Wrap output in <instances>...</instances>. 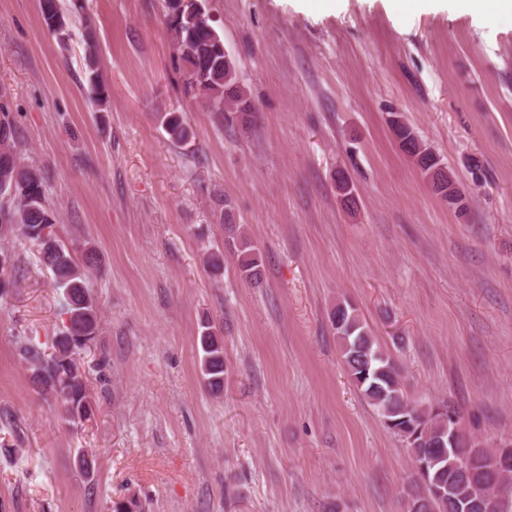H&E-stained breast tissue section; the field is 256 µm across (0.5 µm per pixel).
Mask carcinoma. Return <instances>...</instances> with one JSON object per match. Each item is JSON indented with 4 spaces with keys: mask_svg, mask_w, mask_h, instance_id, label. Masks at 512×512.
<instances>
[{
    "mask_svg": "<svg viewBox=\"0 0 512 512\" xmlns=\"http://www.w3.org/2000/svg\"><path fill=\"white\" fill-rule=\"evenodd\" d=\"M46 25L65 33L66 19L57 0H40ZM169 32L182 70L184 93L202 97L224 121L248 130L254 106L238 81L234 61L224 54V41L210 23L205 0H164ZM85 58L88 81L99 111L107 104L93 37H87ZM170 138L184 143L190 130L176 112L163 117ZM403 152L416 162L421 173L443 199H448V168L435 152L422 143L409 124L392 127ZM0 197L10 201L0 208V228L17 233L37 248L40 263L51 269L63 288L65 330L55 337L53 352L46 356L35 344L23 348L31 382L59 405L67 424L83 426L94 416L87 384L84 357L98 335L100 309L86 286V272L97 262L94 250L84 255V264L74 261L59 242L53 219L44 205V185L39 173L21 162L12 122L0 119ZM224 227L231 242L239 276L260 284L263 258L246 236L235 234L236 224L224 212ZM13 256L0 251V298L7 294L10 280L4 278ZM330 321L342 340V357L349 376L377 416L409 448L417 479L405 489V512H512V467L506 469L498 458L476 438L463 432L460 412L446 403L428 406L412 401L405 391L398 365L376 344L356 309L338 302ZM200 369L213 392L224 387V340L205 321L197 336Z\"/></svg>",
    "mask_w": 512,
    "mask_h": 512,
    "instance_id": "1",
    "label": "carcinoma"
}]
</instances>
